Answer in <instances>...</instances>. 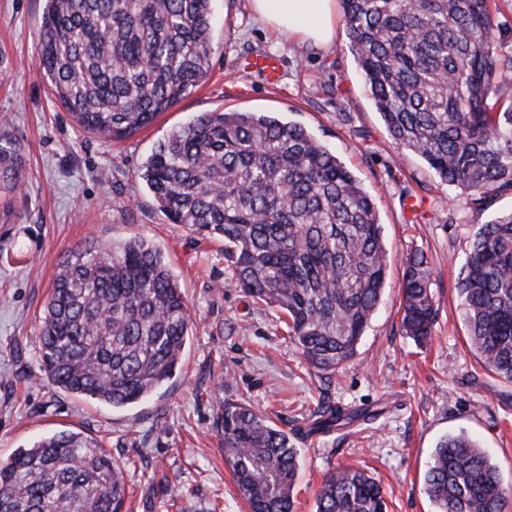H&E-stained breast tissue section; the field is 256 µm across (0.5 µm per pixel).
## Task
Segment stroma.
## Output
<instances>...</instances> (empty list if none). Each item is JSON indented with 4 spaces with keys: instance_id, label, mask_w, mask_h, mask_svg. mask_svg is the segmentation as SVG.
I'll return each mask as SVG.
<instances>
[{
    "instance_id": "obj_1",
    "label": "stroma",
    "mask_w": 512,
    "mask_h": 512,
    "mask_svg": "<svg viewBox=\"0 0 512 512\" xmlns=\"http://www.w3.org/2000/svg\"><path fill=\"white\" fill-rule=\"evenodd\" d=\"M45 0H0V139L19 149L20 184L0 195V462L60 430L97 438L122 468L124 512H248L216 428L220 403L262 410L300 451L296 512H316L324 475L354 467L381 483L388 512H434L424 474L437 442L466 431L512 485V383L468 346L455 289L476 227L512 211V191L471 208L412 151L397 147L364 88L345 31L316 48L272 32L246 0H213L206 81L132 136L81 129L55 99L37 38ZM280 65L268 82L248 61ZM271 112L305 127L374 198L388 252L382 299L355 359L317 376L279 312L238 288L224 243L171 223L139 169L153 144L203 112ZM158 245L184 292L192 327L180 370L149 399L102 406L62 389L40 366L39 327L64 251L94 238ZM423 251L437 307L431 339L401 329L404 264ZM378 409L312 433L319 405Z\"/></svg>"
}]
</instances>
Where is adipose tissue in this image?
Returning <instances> with one entry per match:
<instances>
[{
  "label": "adipose tissue",
  "mask_w": 512,
  "mask_h": 512,
  "mask_svg": "<svg viewBox=\"0 0 512 512\" xmlns=\"http://www.w3.org/2000/svg\"><path fill=\"white\" fill-rule=\"evenodd\" d=\"M253 15L282 35L315 46L333 43L336 0H249Z\"/></svg>",
  "instance_id": "ef3b65f1"
}]
</instances>
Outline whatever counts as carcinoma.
Returning a JSON list of instances; mask_svg holds the SVG:
<instances>
[{
    "label": "carcinoma",
    "instance_id": "carcinoma-1",
    "mask_svg": "<svg viewBox=\"0 0 512 512\" xmlns=\"http://www.w3.org/2000/svg\"><path fill=\"white\" fill-rule=\"evenodd\" d=\"M212 0H46L37 53L83 130L124 139L207 77ZM495 0H339L351 51L385 129L440 180L484 204L512 190V51ZM140 177L174 224L224 240L237 285L283 313L306 364L352 361L379 304L387 251L372 196L303 127L267 112H204L152 148ZM19 185L0 142V189ZM424 254L405 262L401 325L418 343L437 308ZM468 345L512 382V212L481 225L456 283ZM191 324L153 242L89 239L65 253L41 317V370L56 387L113 408L137 404L181 366ZM323 408L312 430L369 420ZM224 459L250 512H294L300 466L288 432L248 406L217 413ZM436 512H503L512 489L469 437L436 445L425 473ZM121 466L94 438L62 430L0 463V512H123ZM316 512H387L380 482L326 473Z\"/></svg>",
    "mask_w": 512,
    "mask_h": 512
}]
</instances>
